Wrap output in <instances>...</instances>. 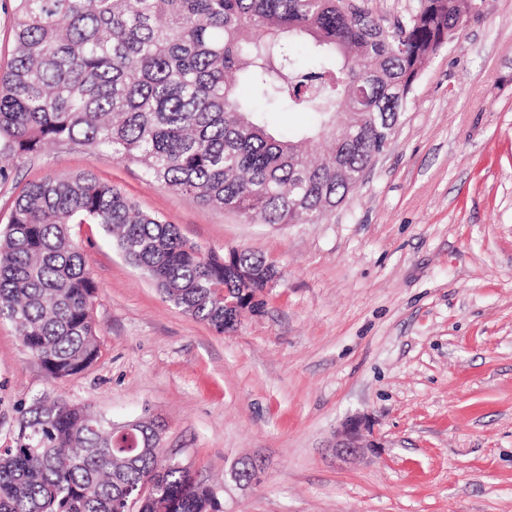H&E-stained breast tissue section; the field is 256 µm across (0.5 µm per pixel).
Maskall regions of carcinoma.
Returning <instances> with one entry per match:
<instances>
[{
    "label": "carcinoma",
    "instance_id": "carcinoma-1",
    "mask_svg": "<svg viewBox=\"0 0 512 512\" xmlns=\"http://www.w3.org/2000/svg\"><path fill=\"white\" fill-rule=\"evenodd\" d=\"M10 59L0 70V181L14 161L58 144L138 165L149 181L255 224H322L386 148L385 124L428 60L486 0H417L384 33L359 0H14ZM304 48L312 63H297ZM314 112L293 138L271 133L239 94ZM330 143L333 161L306 145ZM73 224H99L163 298L216 333L233 330L237 271L274 269L247 249L220 254L139 210L91 174L26 185L0 237V320L54 378L99 356L97 287ZM62 397L22 410L17 445L0 451V512H120L151 483L138 512H219L212 487L155 447L164 425L134 435Z\"/></svg>",
    "mask_w": 512,
    "mask_h": 512
}]
</instances>
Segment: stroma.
I'll return each instance as SVG.
<instances>
[{
	"mask_svg": "<svg viewBox=\"0 0 512 512\" xmlns=\"http://www.w3.org/2000/svg\"><path fill=\"white\" fill-rule=\"evenodd\" d=\"M91 173L188 240L280 271L261 314L217 334L166 302L98 224H76L97 286L96 362L47 375L0 321V448L23 406L63 397L163 421L161 459L220 512H512V0H487L422 70L388 146L322 224H249L73 144L0 182V234L28 183ZM383 447L343 460L349 417ZM255 463L259 477L232 472Z\"/></svg>",
	"mask_w": 512,
	"mask_h": 512,
	"instance_id": "35a3bbf8",
	"label": "stroma"
}]
</instances>
